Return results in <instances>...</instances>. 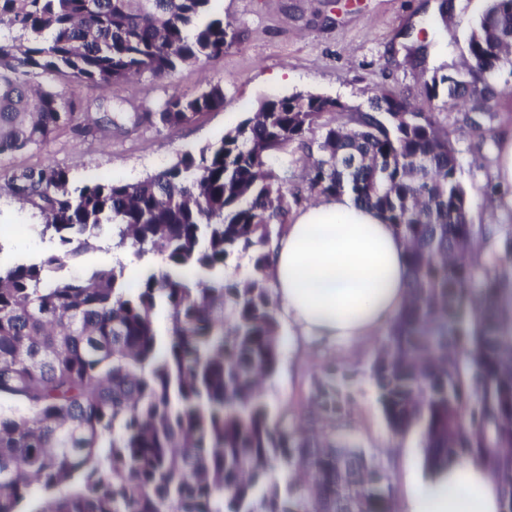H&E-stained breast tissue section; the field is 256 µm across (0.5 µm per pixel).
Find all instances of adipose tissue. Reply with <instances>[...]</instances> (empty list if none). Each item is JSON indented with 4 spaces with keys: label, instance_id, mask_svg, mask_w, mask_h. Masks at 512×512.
Masks as SVG:
<instances>
[{
    "label": "adipose tissue",
    "instance_id": "1",
    "mask_svg": "<svg viewBox=\"0 0 512 512\" xmlns=\"http://www.w3.org/2000/svg\"><path fill=\"white\" fill-rule=\"evenodd\" d=\"M273 292L293 336L329 341L376 335L404 308L405 246L375 210L346 194L298 210L271 254ZM499 485L469 459L405 489L398 512H500Z\"/></svg>",
    "mask_w": 512,
    "mask_h": 512
}]
</instances>
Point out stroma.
<instances>
[{"mask_svg": "<svg viewBox=\"0 0 512 512\" xmlns=\"http://www.w3.org/2000/svg\"><path fill=\"white\" fill-rule=\"evenodd\" d=\"M486 0H214L234 40L223 57L179 69L172 78L143 74L111 86L89 84L81 91V107L73 124L60 128L42 146L0 160V263L37 258L52 251L39 235L41 218L31 204L10 188L14 174L51 164L67 167L74 186L105 178L136 182L158 172L188 149H199L256 112L266 99L312 93L339 100L347 107L368 109L369 99L383 89L414 106L436 113L455 128L459 177L467 191L473 223L512 232V209L488 203L483 188L501 136L512 134V67L491 78L497 93L488 102L494 115L484 151L462 121V108L445 96L427 98L425 82L436 70L430 60L438 43H448L446 67H462L470 28ZM224 88L222 109L199 115L180 127L162 126L155 114L173 92L195 94L208 84ZM139 113L137 122L101 132L87 125L115 105ZM271 166L298 189L289 211L316 203L306 192L301 151L289 149ZM377 336L360 344H323L301 337L282 343L279 365L267 382L263 400L271 417L312 425L329 440L351 441L368 456L398 446L399 458L389 466L394 488L425 478L420 438L410 432L393 437L372 381L370 363L384 343ZM340 381L337 407L315 406L320 384Z\"/></svg>", "mask_w": 512, "mask_h": 512, "instance_id": "1", "label": "stroma"}]
</instances>
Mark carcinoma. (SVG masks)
<instances>
[{"instance_id": "obj_1", "label": "carcinoma", "mask_w": 512, "mask_h": 512, "mask_svg": "<svg viewBox=\"0 0 512 512\" xmlns=\"http://www.w3.org/2000/svg\"><path fill=\"white\" fill-rule=\"evenodd\" d=\"M214 0H0V158L45 143L75 120L81 87L156 78L224 55ZM469 69L425 83L492 119L493 72L512 64V0H491L466 47ZM224 106L210 84L156 112L182 126ZM335 112L340 119L324 121ZM322 129L319 139L310 137ZM297 147L307 189L347 193L406 244L409 299L370 367L391 433L415 430L434 471L488 464L512 503V332L498 311L512 234L471 222L454 131L380 91L369 109L293 94L136 183L71 187L67 170L12 178L40 209L42 260L0 266V512H393L384 463L271 419L261 396L280 359L270 285L273 227L288 191L267 169ZM157 256L129 281L121 264L61 274L94 248ZM249 258L245 278L225 270ZM168 314L165 333L154 321ZM47 496L32 504L33 483Z\"/></svg>"}]
</instances>
